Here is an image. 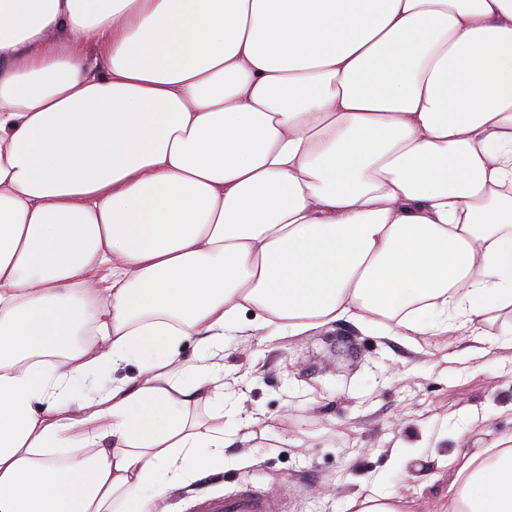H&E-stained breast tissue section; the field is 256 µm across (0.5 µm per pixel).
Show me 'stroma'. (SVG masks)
<instances>
[{
  "label": "stroma",
  "instance_id": "35a3bbf8",
  "mask_svg": "<svg viewBox=\"0 0 512 512\" xmlns=\"http://www.w3.org/2000/svg\"><path fill=\"white\" fill-rule=\"evenodd\" d=\"M484 330L490 351L478 359L462 332L410 342L337 322L306 336L226 337L224 427L243 413L256 437L225 449L223 468L169 491L166 506L196 512L246 481L282 512H346L376 480L415 512H438L452 452L512 431V347L501 322ZM269 425L286 437L279 447L258 437Z\"/></svg>",
  "mask_w": 512,
  "mask_h": 512
}]
</instances>
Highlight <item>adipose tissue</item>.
Segmentation results:
<instances>
[{"instance_id":"1","label":"adipose tissue","mask_w":512,"mask_h":512,"mask_svg":"<svg viewBox=\"0 0 512 512\" xmlns=\"http://www.w3.org/2000/svg\"><path fill=\"white\" fill-rule=\"evenodd\" d=\"M497 319L512 0H0V512L222 468L225 336ZM448 463L512 512V433Z\"/></svg>"}]
</instances>
